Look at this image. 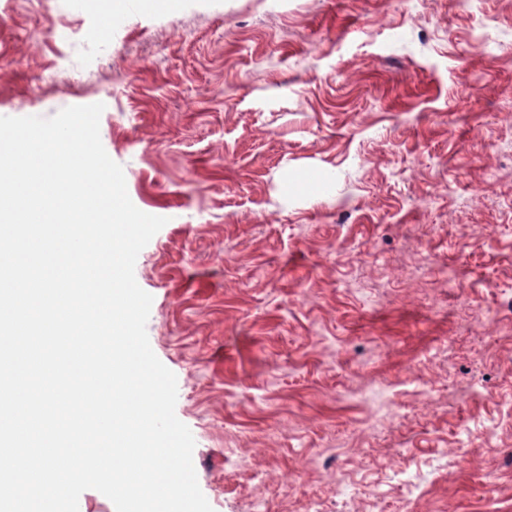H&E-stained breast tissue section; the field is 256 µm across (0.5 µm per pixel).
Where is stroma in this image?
<instances>
[{
  "label": "stroma",
  "mask_w": 512,
  "mask_h": 512,
  "mask_svg": "<svg viewBox=\"0 0 512 512\" xmlns=\"http://www.w3.org/2000/svg\"><path fill=\"white\" fill-rule=\"evenodd\" d=\"M94 103L214 512H512V0H0V116Z\"/></svg>",
  "instance_id": "stroma-1"
}]
</instances>
